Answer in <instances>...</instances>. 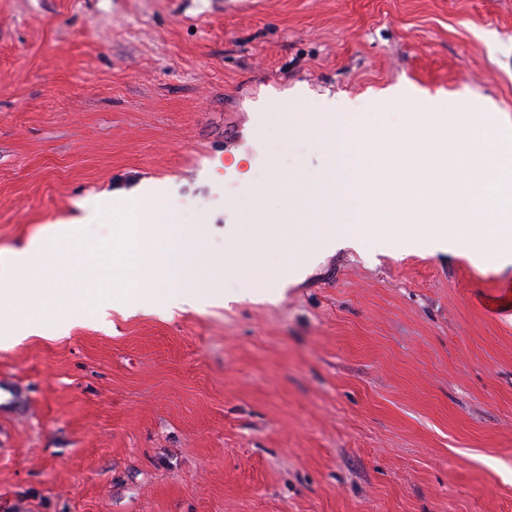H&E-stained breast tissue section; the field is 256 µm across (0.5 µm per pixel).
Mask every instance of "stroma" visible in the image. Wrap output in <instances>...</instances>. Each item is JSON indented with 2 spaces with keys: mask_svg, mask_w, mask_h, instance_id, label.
<instances>
[{
  "mask_svg": "<svg viewBox=\"0 0 512 512\" xmlns=\"http://www.w3.org/2000/svg\"><path fill=\"white\" fill-rule=\"evenodd\" d=\"M495 111L512 0H0V251L142 182L153 212L287 214L326 153L270 101ZM265 193L256 204L257 193ZM0 344V512H512V263L378 221L275 287Z\"/></svg>",
  "mask_w": 512,
  "mask_h": 512,
  "instance_id": "1",
  "label": "stroma"
}]
</instances>
